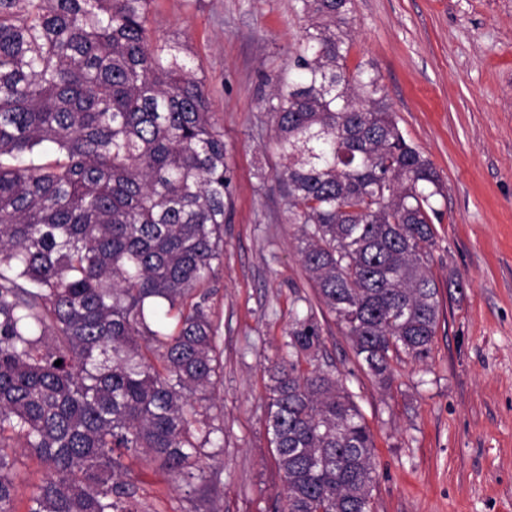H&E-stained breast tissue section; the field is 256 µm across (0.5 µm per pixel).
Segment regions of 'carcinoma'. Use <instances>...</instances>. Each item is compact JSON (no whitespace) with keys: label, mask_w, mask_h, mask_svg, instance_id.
<instances>
[{"label":"carcinoma","mask_w":512,"mask_h":512,"mask_svg":"<svg viewBox=\"0 0 512 512\" xmlns=\"http://www.w3.org/2000/svg\"><path fill=\"white\" fill-rule=\"evenodd\" d=\"M299 2L308 24L265 109L318 305L264 367L266 428L280 512H373L364 416L303 364L320 308L382 386L393 357H430L444 188L375 66L348 67L354 0ZM151 3L0 0V512H17V448L46 470L26 512H143L127 452L222 512L206 468L223 351L198 289L224 258V132L188 42L149 33Z\"/></svg>","instance_id":"cac0c4a2"}]
</instances>
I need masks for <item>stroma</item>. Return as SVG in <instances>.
Here are the masks:
<instances>
[{"instance_id":"1","label":"stroma","mask_w":512,"mask_h":512,"mask_svg":"<svg viewBox=\"0 0 512 512\" xmlns=\"http://www.w3.org/2000/svg\"><path fill=\"white\" fill-rule=\"evenodd\" d=\"M350 63L372 62L404 136L445 187L431 270L430 357L400 356L382 388L335 319L317 365L374 435L376 512H512V0H355ZM149 27L188 41L224 132L232 209L209 304L224 357V452L206 475L223 512H275L282 474L265 426L268 378L314 299L288 222L269 82L287 74L298 0H153ZM146 512H188L182 490L125 458Z\"/></svg>"}]
</instances>
